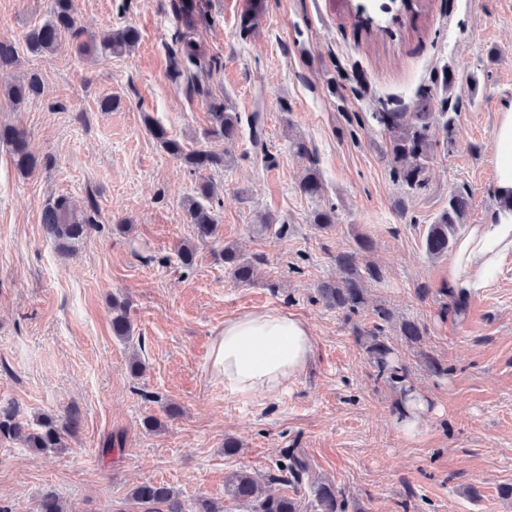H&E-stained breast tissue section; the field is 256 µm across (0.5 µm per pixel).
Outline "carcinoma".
Wrapping results in <instances>:
<instances>
[{"mask_svg":"<svg viewBox=\"0 0 512 512\" xmlns=\"http://www.w3.org/2000/svg\"><path fill=\"white\" fill-rule=\"evenodd\" d=\"M262 10V0H248L247 8L241 16V32L246 34L257 24ZM173 11L182 24V31L177 33V51L173 56L172 79L180 78L188 85L200 90L199 76L210 71L213 60L206 56L201 43L196 38L198 19L203 15L202 0H174ZM85 34L84 28L77 25L73 0H53L50 17L42 25L36 26L25 35V45L33 54H49L58 41L64 37L75 40ZM139 40L138 31L125 27L112 33L103 43L102 53L120 55ZM94 43L83 41L79 49L83 53H92L99 48ZM18 62L16 47L0 40V72L13 68ZM44 91V84L39 73L33 72L20 82L9 87L7 96L14 106L39 98ZM211 127L207 134L234 142L239 137L241 116L230 112L222 103L209 105ZM405 113L381 110L370 113L371 120L389 137V155L397 179L410 190L426 187V163L437 147L434 129L441 125L446 132H451L455 117L448 112V99H442L440 110L433 111L431 97L425 93L421 96L418 111L412 113L411 120H404ZM145 127L161 148L173 158L181 161L193 171L223 168L228 159L220 154L204 149L188 150L177 139L170 137L167 130L150 117L145 118ZM0 141L12 148L14 161L22 172H31L38 166V161L28 148L23 130L15 127H0ZM293 151L299 158L308 162L305 175L300 181L299 190L307 198L319 201L323 197L324 184L312 158V150L307 142L298 139L293 143ZM213 194L207 182L199 184L196 196L191 197L186 205L187 223L200 240L215 236L217 220L213 213ZM468 206L467 197L460 191L448 199V209L429 225L424 240L425 250L431 256H442L448 252L454 239L457 226L462 223ZM336 222L335 206L318 205L312 211L311 224L319 229H327ZM42 223L61 247L76 242L86 236L95 224V219L83 210L77 209L65 196H60L43 212ZM371 242L366 238L357 240V249L336 255V267L339 280L327 281L320 285V297L330 307L357 313L365 303V285L380 279L379 269L368 262L360 260L362 253L370 250ZM224 267L240 283H251L256 274L254 261L248 260L230 247H224ZM392 319V313L385 307L375 309V325L368 331L372 339L371 353L379 371L392 380L405 382L402 369L389 362L391 348L379 339L383 324ZM112 332L120 338L131 335V322L126 302L112 301ZM78 416L70 412L65 419L52 414L43 415L31 427L17 419L16 412L10 407H0V435L19 438L27 447L36 451L55 450L65 447L64 432L76 427ZM309 465L305 455L294 448L283 450L282 459L269 474V480L292 486L299 490L308 476ZM227 495L237 503L245 506L248 512H307L297 495H267L252 475L246 471H237L229 479ZM131 500L140 505L141 512H183L181 501L171 487L164 483L143 482L130 493ZM312 512H360L350 507L348 501L336 491L332 483H320L313 488Z\"/></svg>","mask_w":512,"mask_h":512,"instance_id":"obj_1","label":"carcinoma"}]
</instances>
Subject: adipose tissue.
I'll return each mask as SVG.
<instances>
[{"mask_svg": "<svg viewBox=\"0 0 512 512\" xmlns=\"http://www.w3.org/2000/svg\"><path fill=\"white\" fill-rule=\"evenodd\" d=\"M493 190L512 197V109L500 113L494 137ZM512 254V211L500 208L488 223L468 225L458 238L448 271V290L458 298L488 288ZM315 352L309 325L279 310L226 321L214 347V367L232 394L274 399L302 375Z\"/></svg>", "mask_w": 512, "mask_h": 512, "instance_id": "adipose-tissue-1", "label": "adipose tissue"}]
</instances>
